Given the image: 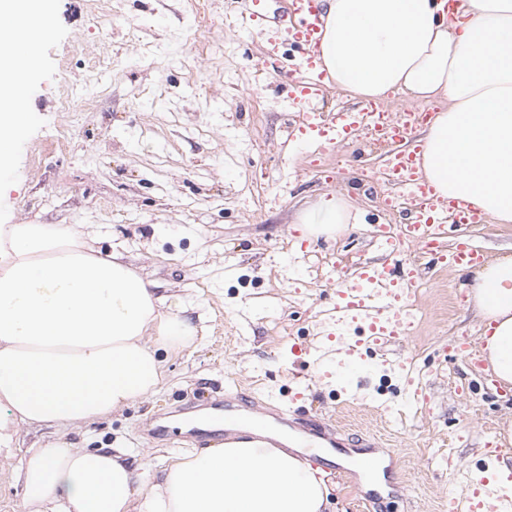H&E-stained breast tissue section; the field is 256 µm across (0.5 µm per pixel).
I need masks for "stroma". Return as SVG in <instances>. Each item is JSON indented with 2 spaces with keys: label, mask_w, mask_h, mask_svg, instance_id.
<instances>
[{
  "label": "stroma",
  "mask_w": 512,
  "mask_h": 512,
  "mask_svg": "<svg viewBox=\"0 0 512 512\" xmlns=\"http://www.w3.org/2000/svg\"><path fill=\"white\" fill-rule=\"evenodd\" d=\"M46 16L25 25L38 57L28 88L31 120L13 159L16 179L0 185V224H89L101 252L123 249L172 309L184 310L196 339L164 353L156 393L78 430L21 428L10 457L0 456V512H33L13 478L28 448L63 438L86 448H125L160 476L182 451L147 444L145 419L176 420L198 389L242 388L261 406L296 399L338 438L363 437L385 455L397 448L399 489L380 512H448V492L463 477L441 462L472 463L466 437L492 435L512 466V416L478 362L450 350L481 326L466 307L455 269L423 265L416 296L421 317L401 343L415 357L427 399L405 402L390 366L366 359V386H345L334 354L353 328L330 341L327 312L337 272L381 255L369 224H401L375 176L382 151L292 146L298 114L284 76L263 66L266 32L239 26L249 0H50ZM71 100L63 109V100ZM343 193L360 214L336 237L309 238L297 213L321 196ZM470 240L485 258L512 245V224H451L445 247ZM335 258L337 271L315 268ZM279 318L281 333L268 325ZM326 353L286 369L296 348ZM466 383L471 395L458 394ZM329 512H369L366 484L347 464L327 478Z\"/></svg>",
  "instance_id": "1"
}]
</instances>
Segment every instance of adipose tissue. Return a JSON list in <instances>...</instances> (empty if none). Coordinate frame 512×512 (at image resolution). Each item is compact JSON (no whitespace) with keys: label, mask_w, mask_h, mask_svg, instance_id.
Segmentation results:
<instances>
[{"label":"adipose tissue","mask_w":512,"mask_h":512,"mask_svg":"<svg viewBox=\"0 0 512 512\" xmlns=\"http://www.w3.org/2000/svg\"><path fill=\"white\" fill-rule=\"evenodd\" d=\"M320 58L328 82L353 99L399 91L434 107L420 171L444 197L512 224V0H323ZM47 0H0V172L28 121L38 68L15 53L20 21ZM298 221L313 236L356 218L343 195L319 199ZM88 225L0 224V453L21 427L75 429L147 398L163 380V349L196 329L163 312L152 284L121 251L88 245ZM484 326L489 373L512 387V253L460 268ZM323 469L253 440L205 448L161 479L131 467L121 448L59 440L28 449L15 473L39 512H325Z\"/></svg>","instance_id":"adipose-tissue-1"}]
</instances>
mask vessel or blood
<instances>
[{
	"mask_svg": "<svg viewBox=\"0 0 512 512\" xmlns=\"http://www.w3.org/2000/svg\"><path fill=\"white\" fill-rule=\"evenodd\" d=\"M282 38L270 41L267 54L281 61L296 60L289 76L290 106L301 116L302 133L329 145L358 142L363 131H375L387 125L390 148L385 155L383 172L400 191V200L409 202L410 217L399 232L383 224L372 225L370 236L388 255L411 244L429 254L433 263L456 267L480 261V254L461 243L446 250L440 244L442 216H452L458 224H481L482 212L470 203L439 196L418 173L421 144L418 130L428 119L429 110L412 107L392 112L383 104L367 103L354 108L323 111L317 102L328 90L327 73L322 69L317 48L321 40L323 8L321 0H283ZM420 266L366 265L359 271L336 280V303L333 307L337 326L355 325V346L375 350L409 333L408 299L419 282ZM196 410L207 413L206 423L185 419L182 426L169 428L163 424H147L143 433L149 442L165 441L180 448H209L234 437L236 429L253 426L268 434L272 430H294L298 448H314L324 454L347 453L349 462L383 484L391 467L381 465L360 452L347 451L332 428L322 419L303 415L287 403L264 410L240 391L208 393L198 397ZM478 472L467 475L462 490L449 499V512H512V500L494 494L489 485L487 462H480Z\"/></svg>",
	"mask_w": 512,
	"mask_h": 512,
	"instance_id": "b4317fda",
	"label": "vessel or blood"
}]
</instances>
